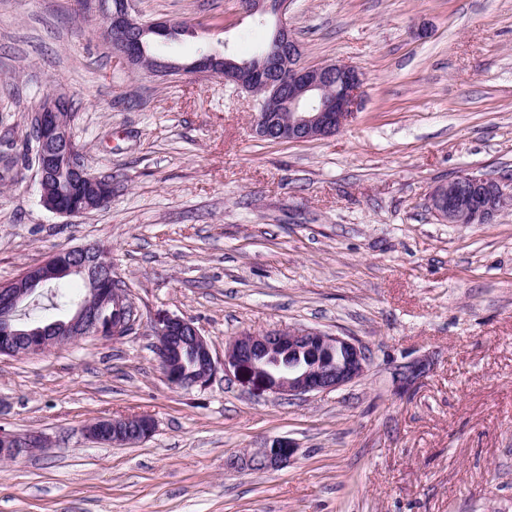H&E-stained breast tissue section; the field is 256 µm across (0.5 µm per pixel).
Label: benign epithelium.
I'll return each instance as SVG.
<instances>
[{
  "label": "benign epithelium",
  "instance_id": "1",
  "mask_svg": "<svg viewBox=\"0 0 512 512\" xmlns=\"http://www.w3.org/2000/svg\"><path fill=\"white\" fill-rule=\"evenodd\" d=\"M251 11L259 17L280 18L274 33L273 52L264 50L250 61L223 59L217 54L203 55L192 64V72L206 73L224 79L246 91L267 89L256 118L257 135L275 143H302L329 136L351 119L359 104L362 75L351 65H302V47L282 21L289 0H249ZM83 10L108 16L104 37L113 43L127 62L137 67L145 56L144 37L171 39L172 22L149 23L137 19L135 0L124 9L114 11L105 0H81ZM68 100L66 94L54 92L45 96L31 113L30 129L35 134L34 164L38 185L42 188L40 203L48 211L76 217L86 213L87 200L61 204L45 190L52 175L54 156L77 150L70 122L61 114ZM512 205V180L464 173L437 184L429 206L448 224L465 221L483 224L491 221ZM102 249L97 243L74 246L56 252L43 262L28 267L17 279L0 283V354L24 357L51 348L71 345L92 336L117 341L129 333L138 310L129 294L114 285L102 287L105 278L100 267ZM62 278L78 275L84 279L87 292L73 312L64 319L62 330L51 333L40 325L21 323L22 310L34 288L44 284L48 276ZM112 315H104L107 308ZM155 357L165 382L174 389H204L216 377L218 362L200 329L185 316L161 311L153 320ZM194 353V367L187 370L180 360L182 350ZM292 362L281 366L283 358ZM370 356L364 346L348 336H332L321 330L294 326L286 330L262 333L243 332L232 337L224 348V375L260 393L294 399L311 393L339 390L365 376ZM425 372V364L411 361L397 366L394 377L399 386L415 385ZM155 421L148 415L101 418L85 426L88 438L101 444L134 445L150 438ZM44 445L38 432L15 434L0 430V461L12 462L21 455ZM296 444L286 437H273L252 452L246 464L253 470L279 469L293 461Z\"/></svg>",
  "mask_w": 512,
  "mask_h": 512
}]
</instances>
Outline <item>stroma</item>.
Instances as JSON below:
<instances>
[{"instance_id":"obj_1","label":"stroma","mask_w":512,"mask_h":512,"mask_svg":"<svg viewBox=\"0 0 512 512\" xmlns=\"http://www.w3.org/2000/svg\"><path fill=\"white\" fill-rule=\"evenodd\" d=\"M144 20L251 59L276 17L242 0H136ZM304 65L364 74L335 135L272 144L255 102L206 74L134 70L78 0H0V154L17 157L47 94L112 202L44 209L33 166L0 180V282L92 241L138 309L119 341L94 337L0 357V429L46 447L0 463V512H512V207L446 224L428 205L463 173L512 175V0H291ZM192 319L216 358L242 332L305 325L367 347L363 378L296 399L224 375L175 390L151 349L156 313ZM423 361L407 389L397 365ZM156 431L100 445L98 418ZM273 436L288 467L235 462ZM155 431V421L148 415L121 418H101L85 426L88 438L101 444L134 445L150 438Z\"/></svg>"}]
</instances>
